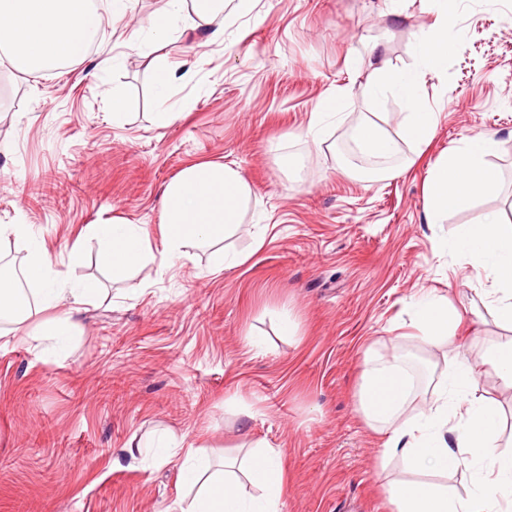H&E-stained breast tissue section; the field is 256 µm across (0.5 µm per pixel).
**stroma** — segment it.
<instances>
[{"label":"stroma","mask_w":512,"mask_h":512,"mask_svg":"<svg viewBox=\"0 0 512 512\" xmlns=\"http://www.w3.org/2000/svg\"><path fill=\"white\" fill-rule=\"evenodd\" d=\"M162 7L129 0L124 16L105 12L95 49L65 69L0 65V225H30L55 270L101 286L64 351L25 338L48 310L0 337V512H186L178 457L155 464L151 449L134 461L122 453L132 437L168 431L217 461L245 438L277 448L283 512H389L387 482L410 474L401 458L383 459L384 436L356 411L364 353L408 358L416 404L431 403L447 351L412 341L406 305L423 292L473 299L488 285L438 243L487 212L512 217V0H461L448 22L460 48L424 84L440 114L436 136L414 165L389 160V180L346 173L354 162L340 142L372 109L368 69L345 61L369 58L379 43L393 66H411L432 22L424 0H403L398 18L390 0H257L220 45L173 25L167 106L178 118L168 125L139 50ZM112 57L117 65L103 66ZM116 89L129 103L121 122L112 119ZM339 89L340 113L314 145L311 114ZM480 133L506 143L494 159L497 190L426 224L427 165ZM281 153L303 167L283 171ZM202 161L239 168L252 199L234 235L175 261L159 228L161 193ZM115 215L145 225L153 253L121 280L96 241L79 260L70 255L88 225ZM217 249L246 260L216 268ZM285 315L294 335L280 331ZM256 336L259 355L249 346ZM478 393L500 407L501 444L512 445V388L488 370Z\"/></svg>","instance_id":"1"}]
</instances>
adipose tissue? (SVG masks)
<instances>
[{
	"label": "adipose tissue",
	"instance_id": "1",
	"mask_svg": "<svg viewBox=\"0 0 512 512\" xmlns=\"http://www.w3.org/2000/svg\"><path fill=\"white\" fill-rule=\"evenodd\" d=\"M89 0H0V49L15 70L29 74L53 60H83L87 42L97 33L102 18L88 6ZM433 22L416 39L412 67L391 68L380 47L364 86L375 108L388 97L399 98L404 112L397 134L367 119L353 129L358 151L382 160L397 155L401 144L421 149L434 138L438 115L430 111L422 87L460 46L448 32L450 0H427ZM254 0H164L150 47L159 74L158 89L166 91L172 69L159 50L172 19L181 18L202 30L207 42L224 39L228 16L249 15ZM503 143L491 133L464 140L431 164L424 175V217L440 224L466 208L473 199L495 190L499 171L487 157L499 155ZM251 188L233 165L208 162L185 167L164 188L161 199V233L171 259H190V250L224 238L235 230L248 206ZM88 235L99 245L100 256L113 278H124L132 269L148 265L153 254L147 229L115 217L92 224ZM12 238L26 246L21 266L0 261V319L18 324L31 314L32 304L18 295L20 285L32 287L36 305L58 307L62 313L38 326L30 337L36 342H63L73 336V307L91 303L100 288L95 281L68 282L55 272L41 242L29 225L1 224L0 239ZM443 248L465 263L484 270L490 282L483 289L481 321L512 331V225L498 213H486L478 223L459 225L442 240ZM412 327L427 346L451 342L457 311L447 298L427 295L407 304ZM492 366L512 387V339L488 347L475 361H456L442 373L430 406L412 411L414 375L399 355L367 358L356 393V407L367 426L387 436L385 455L400 456L414 477L397 481L388 489L391 512H512V453L499 449L501 415L495 403L478 396L474 365ZM468 468L471 487L460 494L438 483L445 476ZM185 481L196 487L187 512H282L285 493L284 463L279 450L259 446L243 459H225L214 466L200 451H188L181 464ZM257 495L244 494L245 486Z\"/></svg>",
	"mask_w": 512,
	"mask_h": 512
}]
</instances>
